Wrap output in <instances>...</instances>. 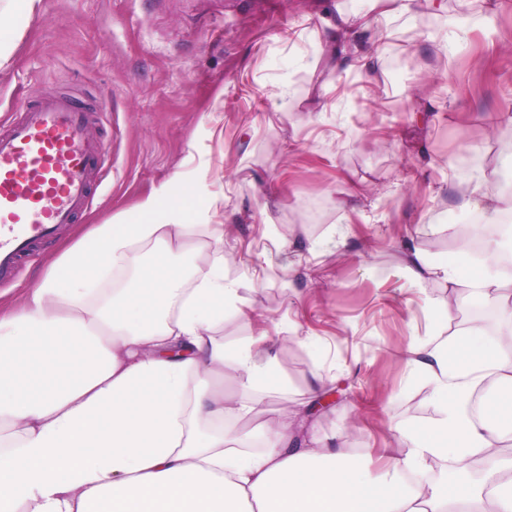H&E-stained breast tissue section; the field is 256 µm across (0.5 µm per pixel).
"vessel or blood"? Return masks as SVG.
Segmentation results:
<instances>
[{"instance_id":"1","label":"vessel or blood","mask_w":512,"mask_h":512,"mask_svg":"<svg viewBox=\"0 0 512 512\" xmlns=\"http://www.w3.org/2000/svg\"><path fill=\"white\" fill-rule=\"evenodd\" d=\"M90 123L73 96L45 93L0 127V283L90 203L103 158Z\"/></svg>"}]
</instances>
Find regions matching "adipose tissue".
I'll list each match as a JSON object with an SVG mask.
<instances>
[{
  "mask_svg": "<svg viewBox=\"0 0 512 512\" xmlns=\"http://www.w3.org/2000/svg\"><path fill=\"white\" fill-rule=\"evenodd\" d=\"M375 18L326 19L322 49L371 70L381 24L412 0H372ZM177 199L170 183L136 209L99 225L34 284L25 311L0 318V512H512V342L487 343L480 323L455 338L411 342L399 357L429 387L437 416L401 431V455L371 476L364 459L285 410L261 437L233 424L256 412L280 362V336L266 330L215 336L249 307L224 274V227ZM215 256L192 273L173 265L199 230ZM154 246L145 261L140 244ZM401 249L416 279L465 284L496 300L512 284L498 246L483 274L468 255L435 259L411 240ZM135 279L114 289V277ZM235 391L225 395L224 381ZM501 396L474 414L484 383ZM482 461L478 478L452 486L416 480L429 461Z\"/></svg>",
  "mask_w": 512,
  "mask_h": 512,
  "instance_id": "1",
  "label": "adipose tissue"
}]
</instances>
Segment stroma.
I'll use <instances>...</instances> for the list:
<instances>
[{"label": "stroma", "instance_id": "stroma-1", "mask_svg": "<svg viewBox=\"0 0 512 512\" xmlns=\"http://www.w3.org/2000/svg\"><path fill=\"white\" fill-rule=\"evenodd\" d=\"M371 12L369 0H40L29 25L10 31L14 50L0 67V124L54 90L83 100L102 166L88 208L39 244L0 286V314L20 310L35 275L82 233L110 223L150 190L172 181L212 224L224 225L228 275L249 280L240 254L271 259L270 282L244 296L250 320H226L217 336L296 321L336 348L317 351L287 337L278 345L284 387L235 428L257 435L305 397L311 370L335 375L330 408L310 420L345 447L366 449L378 473L397 430L435 418L428 388L393 357L409 340L459 334L488 313L487 338L505 326L512 299L481 302L434 278L415 281L400 239L435 256L466 250L458 229L480 223L460 210L472 172L485 192L512 197V6L495 0H415L390 18L372 72L323 53L321 20ZM447 42L444 51L437 42ZM478 147L470 155L469 147ZM355 193L338 209L341 190ZM349 225L336 253L327 229ZM454 225L451 233L442 232ZM312 248L316 273L283 269L271 237ZM458 297L446 320L431 308Z\"/></svg>", "mask_w": 512, "mask_h": 512}]
</instances>
